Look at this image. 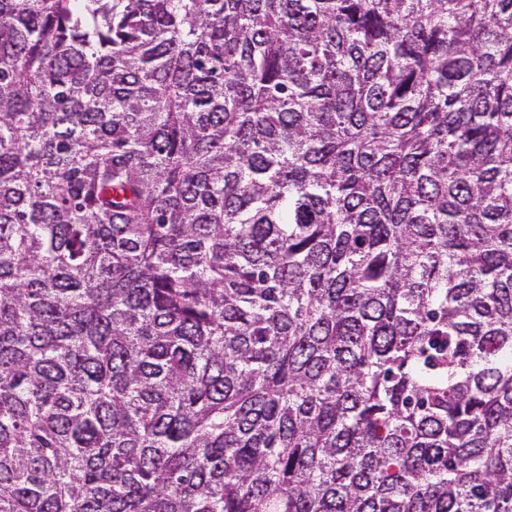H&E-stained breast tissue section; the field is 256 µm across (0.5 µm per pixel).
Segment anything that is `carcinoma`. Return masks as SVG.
<instances>
[{"label":"carcinoma","mask_w":512,"mask_h":512,"mask_svg":"<svg viewBox=\"0 0 512 512\" xmlns=\"http://www.w3.org/2000/svg\"><path fill=\"white\" fill-rule=\"evenodd\" d=\"M0 512H512V0H0Z\"/></svg>","instance_id":"carcinoma-1"}]
</instances>
